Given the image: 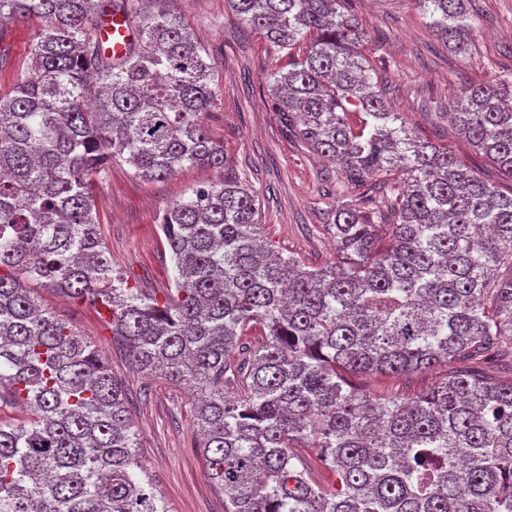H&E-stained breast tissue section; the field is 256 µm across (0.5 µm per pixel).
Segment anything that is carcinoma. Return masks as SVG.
<instances>
[{
	"label": "carcinoma",
	"instance_id": "obj_1",
	"mask_svg": "<svg viewBox=\"0 0 512 512\" xmlns=\"http://www.w3.org/2000/svg\"><path fill=\"white\" fill-rule=\"evenodd\" d=\"M471 2L415 0L458 54ZM226 3L286 53L274 109L356 203L324 225L336 261L308 269L261 237L246 182L200 186L162 215L177 277L157 296L112 275L92 186L117 162L146 180L224 166L203 124L215 59L163 12L115 61L96 0H0V25L38 23L28 74L0 92V388L28 411L0 421V512H168L124 382L29 281L105 313L132 369L198 394L224 512H512V380L483 368L512 355V275L493 276L512 269V192L393 109L347 0ZM450 115L512 178V78L464 86ZM442 363L457 368L411 398L356 382Z\"/></svg>",
	"mask_w": 512,
	"mask_h": 512
}]
</instances>
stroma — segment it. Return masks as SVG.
I'll return each instance as SVG.
<instances>
[{
  "mask_svg": "<svg viewBox=\"0 0 512 512\" xmlns=\"http://www.w3.org/2000/svg\"><path fill=\"white\" fill-rule=\"evenodd\" d=\"M125 7L134 19L148 8L175 14L215 58L219 102L204 124L210 137L223 144L227 166H186L166 179L144 181L125 164L110 165L96 180L93 205L114 274L136 278L149 294L173 287L176 272L160 217L193 188L222 182L228 174L257 192L262 236L276 253L293 256L310 269L327 265L334 249L324 226L342 202L336 194L341 174L334 163L302 146L296 130L287 127L270 102L266 76L284 64L282 53L247 28L224 0H125ZM349 7L370 37L365 51L394 109L428 139L456 153L480 178L496 186L512 185V179L470 149L448 119L462 86L512 75V0H478L468 50L459 55L431 31L414 0H350ZM36 29L32 21L0 26V91L26 71ZM39 296L45 309L104 353L132 392L140 458L170 512H224V497L208 482L204 460L194 447L191 395L162 375L133 372L111 330L88 305L45 287ZM447 371L442 365L385 385L363 376L358 384L375 396L386 389L412 397Z\"/></svg>",
  "mask_w": 512,
  "mask_h": 512,
  "instance_id": "35a3bbf8",
  "label": "stroma"
}]
</instances>
